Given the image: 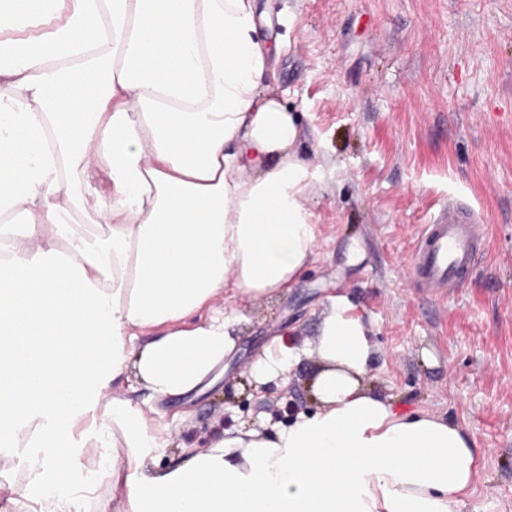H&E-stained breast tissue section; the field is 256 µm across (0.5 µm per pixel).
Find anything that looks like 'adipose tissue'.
I'll return each instance as SVG.
<instances>
[{"instance_id":"adipose-tissue-1","label":"adipose tissue","mask_w":512,"mask_h":512,"mask_svg":"<svg viewBox=\"0 0 512 512\" xmlns=\"http://www.w3.org/2000/svg\"><path fill=\"white\" fill-rule=\"evenodd\" d=\"M269 66L254 0H0V447L39 451L43 494L9 489L25 512H467L480 449L364 385L374 347L341 296L252 367L285 382L316 358L318 409L287 427L153 470L168 424L110 394L129 366L158 399L212 386L238 323L213 299L277 295L315 254ZM90 448L111 502L75 475Z\"/></svg>"}]
</instances>
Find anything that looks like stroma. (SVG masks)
<instances>
[{"mask_svg":"<svg viewBox=\"0 0 512 512\" xmlns=\"http://www.w3.org/2000/svg\"><path fill=\"white\" fill-rule=\"evenodd\" d=\"M271 51L260 79L295 112L314 259L283 294L236 308L240 340L221 381L191 399L149 398L132 371L112 396L171 422L155 465L240 428L273 430L316 410L314 361L259 389L253 360L273 337L310 339L347 296L376 349L365 382L403 413L462 425L482 448L471 504L512 512V0H255ZM486 242L464 282L435 296L409 259L449 201Z\"/></svg>","mask_w":512,"mask_h":512,"instance_id":"1","label":"stroma"}]
</instances>
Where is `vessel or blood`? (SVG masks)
Returning a JSON list of instances; mask_svg holds the SVG:
<instances>
[{
  "instance_id": "vessel-or-blood-1",
  "label": "vessel or blood",
  "mask_w": 512,
  "mask_h": 512,
  "mask_svg": "<svg viewBox=\"0 0 512 512\" xmlns=\"http://www.w3.org/2000/svg\"><path fill=\"white\" fill-rule=\"evenodd\" d=\"M477 224L474 210L460 203L426 225L411 260L415 280L436 295L459 287L483 249Z\"/></svg>"
}]
</instances>
